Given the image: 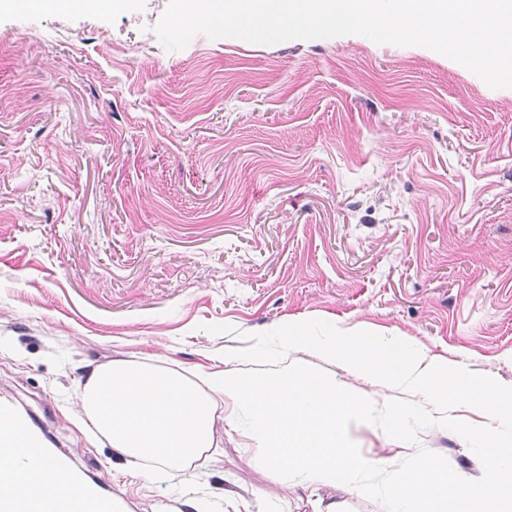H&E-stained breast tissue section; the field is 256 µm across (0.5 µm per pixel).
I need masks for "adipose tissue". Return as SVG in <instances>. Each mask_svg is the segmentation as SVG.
Wrapping results in <instances>:
<instances>
[{
	"label": "adipose tissue",
	"instance_id": "adipose-tissue-1",
	"mask_svg": "<svg viewBox=\"0 0 512 512\" xmlns=\"http://www.w3.org/2000/svg\"><path fill=\"white\" fill-rule=\"evenodd\" d=\"M364 340V334L342 331L317 347L346 370L371 374L381 383H410L436 406L466 400L500 420L499 429L473 432L488 472L483 481L471 483L430 458L399 473L390 472L388 460L367 461L341 430L342 421L363 413L362 402L295 362L269 375L242 374L238 354L230 349L208 367L185 371L160 360L96 365L84 386L82 408L96 432L144 474H186L195 462L211 459L220 445L215 434L220 421L225 432L265 448L274 483L288 473L333 487L351 482L371 464L388 476L390 512H512V479L503 478L512 472V443L501 432L512 428V414L501 405L498 385L448 377L407 345L355 355Z\"/></svg>",
	"mask_w": 512,
	"mask_h": 512
}]
</instances>
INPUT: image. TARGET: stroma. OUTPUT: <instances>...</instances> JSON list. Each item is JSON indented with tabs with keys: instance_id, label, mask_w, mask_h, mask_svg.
Segmentation results:
<instances>
[{
	"instance_id": "obj_1",
	"label": "stroma",
	"mask_w": 512,
	"mask_h": 512,
	"mask_svg": "<svg viewBox=\"0 0 512 512\" xmlns=\"http://www.w3.org/2000/svg\"><path fill=\"white\" fill-rule=\"evenodd\" d=\"M165 5L0 10V393L131 512H224L228 490L310 512L237 435L194 479H142L86 425L92 365L191 368L227 348L243 373L288 359L364 401L345 425L363 456L481 481L463 427L490 414L344 371L308 339L400 340L512 393V88L359 34L169 51ZM287 322L308 337L284 351L270 335ZM383 497L371 467L332 492L337 512Z\"/></svg>"
}]
</instances>
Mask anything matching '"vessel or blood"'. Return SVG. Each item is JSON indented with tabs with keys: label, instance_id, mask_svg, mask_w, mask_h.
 Returning a JSON list of instances; mask_svg holds the SVG:
<instances>
[{
	"label": "vessel or blood",
	"instance_id": "vessel-or-blood-1",
	"mask_svg": "<svg viewBox=\"0 0 512 512\" xmlns=\"http://www.w3.org/2000/svg\"><path fill=\"white\" fill-rule=\"evenodd\" d=\"M0 458L7 460L19 481L56 476L68 486L67 491L30 501L0 489V512H121L123 508L119 498L75 468L68 455L47 448L29 415L6 395H0Z\"/></svg>",
	"mask_w": 512,
	"mask_h": 512
}]
</instances>
